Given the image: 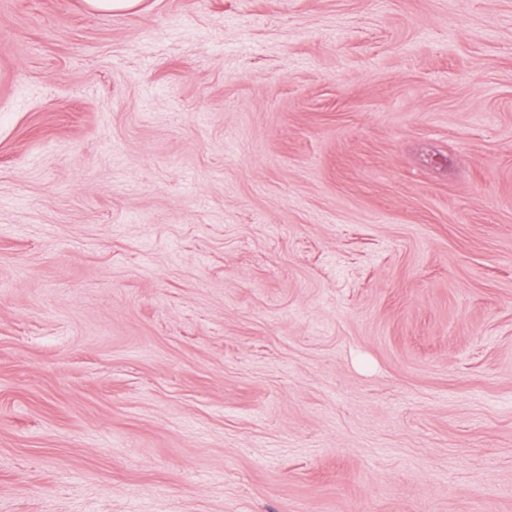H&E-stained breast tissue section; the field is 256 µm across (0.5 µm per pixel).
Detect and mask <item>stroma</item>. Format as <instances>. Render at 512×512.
Here are the masks:
<instances>
[{
	"label": "stroma",
	"instance_id": "obj_1",
	"mask_svg": "<svg viewBox=\"0 0 512 512\" xmlns=\"http://www.w3.org/2000/svg\"><path fill=\"white\" fill-rule=\"evenodd\" d=\"M0 512H512V0H0Z\"/></svg>",
	"mask_w": 512,
	"mask_h": 512
}]
</instances>
